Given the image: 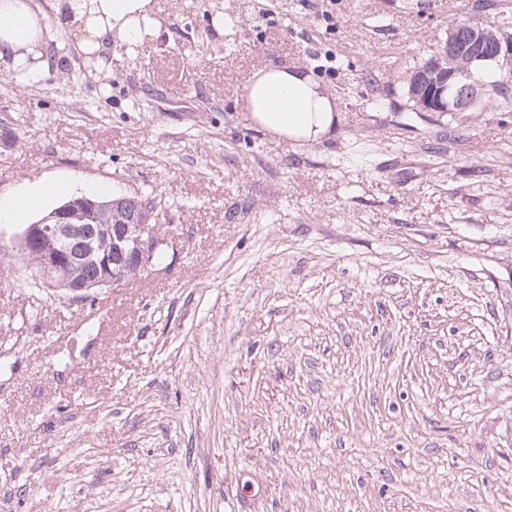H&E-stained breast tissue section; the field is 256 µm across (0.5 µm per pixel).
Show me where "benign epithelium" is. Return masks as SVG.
<instances>
[{
  "instance_id": "1",
  "label": "benign epithelium",
  "mask_w": 512,
  "mask_h": 512,
  "mask_svg": "<svg viewBox=\"0 0 512 512\" xmlns=\"http://www.w3.org/2000/svg\"><path fill=\"white\" fill-rule=\"evenodd\" d=\"M495 63L512 65V28L498 25L487 29L470 20H462L448 28V36L423 63L406 77V94L417 112H453L472 107L486 95L488 86L471 80V67ZM69 205L54 209L49 215L23 225L13 236L12 243L40 256V268L34 277L43 282V290L52 296L65 292V298L79 303L89 297V291L122 285L124 269L112 255H128L144 271L163 244L155 236L152 221L162 218L158 208L148 205L132 217L129 224L109 226L112 249L99 247L95 236L87 241L88 257L104 270L94 285L63 276L62 270L74 262L67 242L76 225L66 223Z\"/></svg>"
}]
</instances>
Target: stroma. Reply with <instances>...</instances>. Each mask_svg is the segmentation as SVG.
I'll list each match as a JSON object with an SVG mask.
<instances>
[{"mask_svg":"<svg viewBox=\"0 0 512 512\" xmlns=\"http://www.w3.org/2000/svg\"><path fill=\"white\" fill-rule=\"evenodd\" d=\"M497 16L174 0L108 88L71 32L47 52L79 93L0 67L1 196L106 184L174 226L81 305L32 308L0 264V512H512V88L433 113L404 81L450 23ZM269 64L325 84L328 138L247 119Z\"/></svg>","mask_w":512,"mask_h":512,"instance_id":"obj_1","label":"stroma"}]
</instances>
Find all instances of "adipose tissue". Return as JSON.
Masks as SVG:
<instances>
[{
  "instance_id": "obj_1",
  "label": "adipose tissue",
  "mask_w": 512,
  "mask_h": 512,
  "mask_svg": "<svg viewBox=\"0 0 512 512\" xmlns=\"http://www.w3.org/2000/svg\"><path fill=\"white\" fill-rule=\"evenodd\" d=\"M155 13L154 0H56L50 19L35 0H0V65L22 82H39L51 63L44 46L58 26L76 28L79 51L99 52L101 68L111 69L113 43L129 50L142 33H158ZM243 99L256 125L285 138L318 142L336 125L330 93L297 66L258 70L245 85ZM66 188L59 180L39 181L0 196V223H28L32 212Z\"/></svg>"
}]
</instances>
